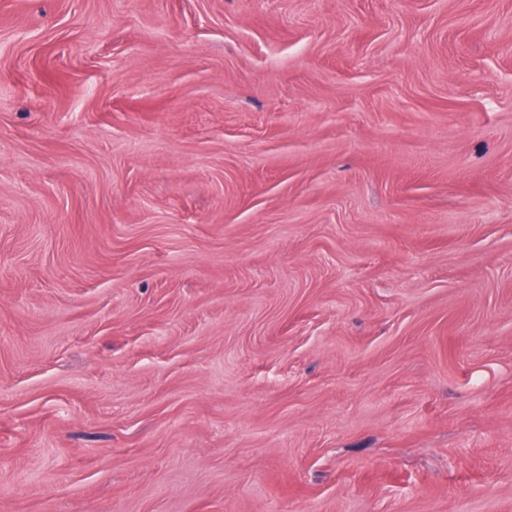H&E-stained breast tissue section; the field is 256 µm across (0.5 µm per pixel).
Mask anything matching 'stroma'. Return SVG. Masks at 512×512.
Listing matches in <instances>:
<instances>
[{"label": "stroma", "mask_w": 512, "mask_h": 512, "mask_svg": "<svg viewBox=\"0 0 512 512\" xmlns=\"http://www.w3.org/2000/svg\"><path fill=\"white\" fill-rule=\"evenodd\" d=\"M0 512H512V0H0Z\"/></svg>", "instance_id": "1"}]
</instances>
